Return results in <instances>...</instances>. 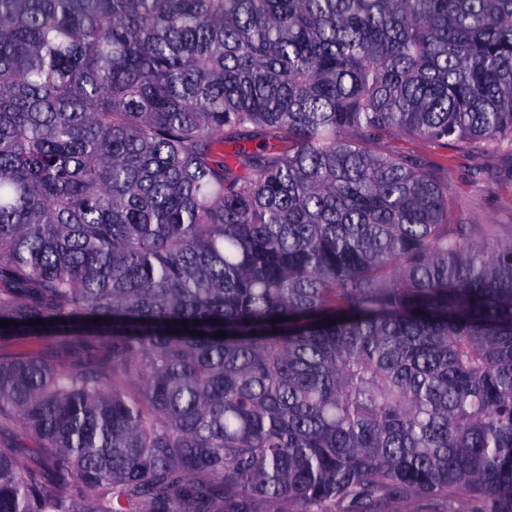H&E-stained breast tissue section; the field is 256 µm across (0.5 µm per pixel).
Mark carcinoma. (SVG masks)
I'll list each match as a JSON object with an SVG mask.
<instances>
[{
	"instance_id": "carcinoma-1",
	"label": "carcinoma",
	"mask_w": 512,
	"mask_h": 512,
	"mask_svg": "<svg viewBox=\"0 0 512 512\" xmlns=\"http://www.w3.org/2000/svg\"><path fill=\"white\" fill-rule=\"evenodd\" d=\"M396 134L512 149V0H0V512H512V236ZM444 505L435 499H404L390 502L381 512H443Z\"/></svg>"
}]
</instances>
